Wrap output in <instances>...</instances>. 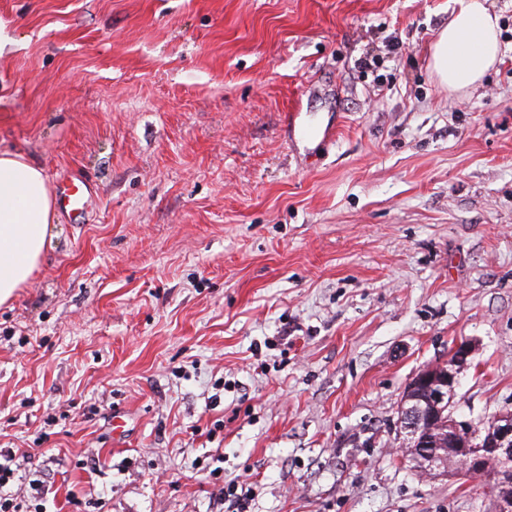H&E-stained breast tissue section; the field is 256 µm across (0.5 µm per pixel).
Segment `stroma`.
I'll use <instances>...</instances> for the list:
<instances>
[{"label":"stroma","mask_w":512,"mask_h":512,"mask_svg":"<svg viewBox=\"0 0 512 512\" xmlns=\"http://www.w3.org/2000/svg\"><path fill=\"white\" fill-rule=\"evenodd\" d=\"M486 4L502 60L459 97L429 58L456 0H0V152L95 184L0 306L15 512H222L234 478L246 512H487L397 432L459 338L457 414L512 411Z\"/></svg>","instance_id":"1"}]
</instances>
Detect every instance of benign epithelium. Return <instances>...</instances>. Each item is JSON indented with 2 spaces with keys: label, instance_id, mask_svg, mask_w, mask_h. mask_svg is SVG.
<instances>
[{
  "label": "benign epithelium",
  "instance_id": "7a95c632",
  "mask_svg": "<svg viewBox=\"0 0 512 512\" xmlns=\"http://www.w3.org/2000/svg\"><path fill=\"white\" fill-rule=\"evenodd\" d=\"M475 351L474 341L462 339L455 343L448 359L424 367L410 380V388H421L426 397L422 405H402L399 439L408 445V439L434 428L442 412L448 411L447 442L454 453L453 473L477 476L495 463L491 512H512V413H498L480 423L453 415L461 375Z\"/></svg>",
  "mask_w": 512,
  "mask_h": 512
}]
</instances>
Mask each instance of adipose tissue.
<instances>
[{"instance_id":"1","label":"adipose tissue","mask_w":512,"mask_h":512,"mask_svg":"<svg viewBox=\"0 0 512 512\" xmlns=\"http://www.w3.org/2000/svg\"><path fill=\"white\" fill-rule=\"evenodd\" d=\"M498 18L483 0L457 7L431 50V68L449 93L463 95L499 62ZM52 198L44 172L22 155H0V305L37 268L51 233Z\"/></svg>"}]
</instances>
